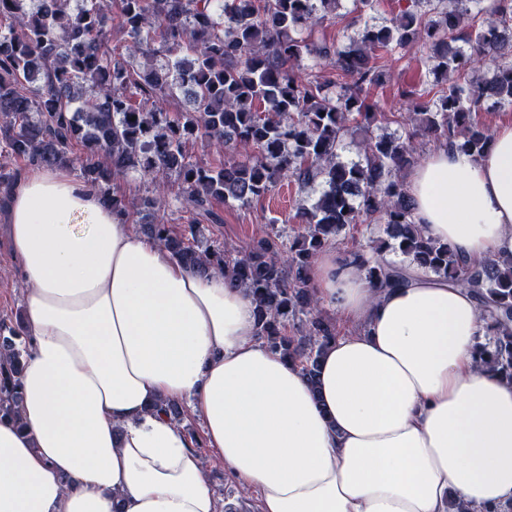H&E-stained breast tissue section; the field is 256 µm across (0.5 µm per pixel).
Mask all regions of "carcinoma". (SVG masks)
I'll list each match as a JSON object with an SVG mask.
<instances>
[{"mask_svg": "<svg viewBox=\"0 0 512 512\" xmlns=\"http://www.w3.org/2000/svg\"><path fill=\"white\" fill-rule=\"evenodd\" d=\"M407 2L390 24L367 26L340 48L314 33L326 16L340 17L341 0H121L119 27L130 43L128 58L116 59L107 49L109 0H0V186L14 183L16 160L79 162L85 180L125 215L133 203L105 185L131 170L169 173L186 206L219 222L216 202L245 206L284 178L302 187L319 180L317 202L297 209L304 232L289 242L275 233L249 248L215 249L202 246L197 224L141 230L177 262L245 289L256 303L257 340L313 384L338 331L319 309L312 263L347 227L384 223L391 242L350 253L368 282L404 288L416 266L471 291L487 332L477 359L512 380V255L476 265L428 236L401 176L418 162V138L474 158L489 149L491 133L475 115L488 100L512 107V37L504 36L512 0H448L437 19L418 10L421 0ZM474 8L486 15L479 25L470 22ZM414 46L427 51L446 89L401 117L403 134L375 136L373 124L389 120L370 99L382 77L376 52ZM305 59L329 75L303 73ZM487 61L492 76H473ZM177 94L191 109L159 107ZM359 131L363 158L342 160L345 138ZM194 141L244 153L202 166L189 160ZM169 191L158 184L139 208L161 205ZM389 247L406 262L387 261ZM27 352L22 323L1 324L0 417L18 415Z\"/></svg>", "mask_w": 512, "mask_h": 512, "instance_id": "cac0c4a2", "label": "carcinoma"}]
</instances>
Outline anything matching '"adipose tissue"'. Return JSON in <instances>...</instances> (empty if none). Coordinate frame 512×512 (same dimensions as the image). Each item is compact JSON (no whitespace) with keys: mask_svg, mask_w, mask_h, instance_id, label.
<instances>
[{"mask_svg":"<svg viewBox=\"0 0 512 512\" xmlns=\"http://www.w3.org/2000/svg\"><path fill=\"white\" fill-rule=\"evenodd\" d=\"M407 189L463 259L512 254V123L481 157L429 153ZM5 222L29 347L20 418L0 419V512H218L162 399L189 401L260 512L512 503V382L476 360L486 330L468 290L417 268L408 287H375L323 252L313 287L352 329L313 389L256 340L243 288L185 268L62 168L20 178Z\"/></svg>","mask_w":512,"mask_h":512,"instance_id":"ef3b65f1","label":"adipose tissue"}]
</instances>
